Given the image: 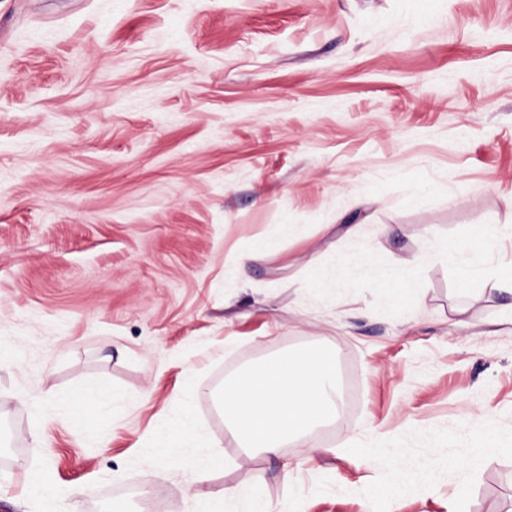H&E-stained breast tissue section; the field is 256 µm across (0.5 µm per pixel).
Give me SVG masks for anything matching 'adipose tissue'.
Listing matches in <instances>:
<instances>
[{"label":"adipose tissue","instance_id":"1","mask_svg":"<svg viewBox=\"0 0 512 512\" xmlns=\"http://www.w3.org/2000/svg\"><path fill=\"white\" fill-rule=\"evenodd\" d=\"M511 238L512 231L483 227L467 242L440 241L431 248L463 268ZM340 401L337 356L329 349L271 359L224 391V410L243 449L270 458L292 445L311 457L325 454L311 432L336 416Z\"/></svg>","mask_w":512,"mask_h":512}]
</instances>
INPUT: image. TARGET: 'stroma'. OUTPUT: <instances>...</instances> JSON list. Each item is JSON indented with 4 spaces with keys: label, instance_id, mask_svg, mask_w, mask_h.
Segmentation results:
<instances>
[{
    "label": "stroma",
    "instance_id": "stroma-1",
    "mask_svg": "<svg viewBox=\"0 0 512 512\" xmlns=\"http://www.w3.org/2000/svg\"><path fill=\"white\" fill-rule=\"evenodd\" d=\"M505 224L512 0H0V512H50L36 474L91 487L61 512H387L422 466L397 512H512V295L428 249ZM320 347L328 454L245 455L225 385ZM342 268L338 271V274L332 275L329 273H324L316 285L312 288L315 294L317 295H326L332 292H336L340 288L339 286H344L347 280H352L356 278L354 276H350L347 273L350 271L360 268L363 266L362 259L360 260L357 256H345L341 261ZM415 273V261L410 260L397 273L375 280V288L379 289L384 298L404 297L412 290ZM240 501L246 502L248 510H238L236 508V504ZM224 511L269 512L265 501L257 490L252 489L250 492H246L239 488L224 492Z\"/></svg>",
    "mask_w": 512,
    "mask_h": 512
}]
</instances>
